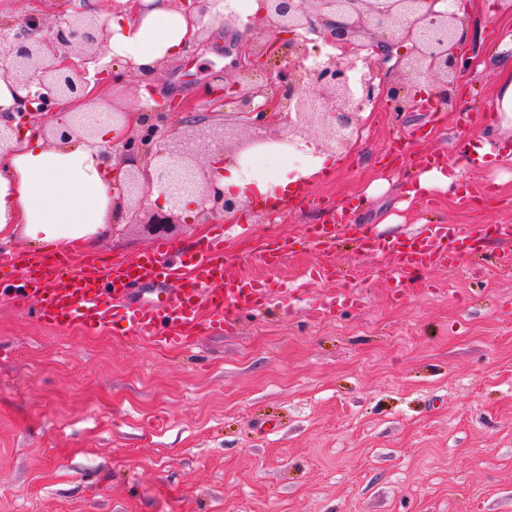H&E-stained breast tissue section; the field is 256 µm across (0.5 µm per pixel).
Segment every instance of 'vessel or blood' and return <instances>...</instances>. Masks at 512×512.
<instances>
[{"label": "vessel or blood", "instance_id": "vessel-or-blood-1", "mask_svg": "<svg viewBox=\"0 0 512 512\" xmlns=\"http://www.w3.org/2000/svg\"><path fill=\"white\" fill-rule=\"evenodd\" d=\"M346 232L343 224L307 225L309 243L323 255L312 271L314 279L335 277V265L324 252ZM473 238V230L457 224H418L393 236L368 229L358 239V253L392 260V280L398 283L412 272L455 265L462 246ZM0 262L20 267L21 285L10 294L34 303L45 323L91 332L137 330L164 349L223 331L239 313L257 311L272 300L269 284L227 274L220 224L196 250L161 241L126 265L105 267L89 257L75 269L67 255L35 252L5 253ZM171 283L176 286L172 293L166 290Z\"/></svg>", "mask_w": 512, "mask_h": 512}]
</instances>
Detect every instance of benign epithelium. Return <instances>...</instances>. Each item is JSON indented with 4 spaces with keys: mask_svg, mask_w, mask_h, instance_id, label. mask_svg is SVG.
<instances>
[{
    "mask_svg": "<svg viewBox=\"0 0 512 512\" xmlns=\"http://www.w3.org/2000/svg\"><path fill=\"white\" fill-rule=\"evenodd\" d=\"M266 2L268 28L314 35L340 53L307 68L289 60L278 40L247 43L234 63L238 103L234 128L245 137L217 151L205 137L192 148L174 142L173 117L180 116L185 127H195L203 121L201 114L182 100L160 103L154 85L140 78L143 91L138 93L136 128L123 137L118 154L109 149L101 154L104 168L113 174V208L124 223L145 224L154 234L164 235L171 226L185 223L183 211L190 198L196 203V223H223L229 215L244 211V203L217 186L211 164L237 160L260 145L292 143L303 138L304 128L312 123L323 127L320 149L335 152L353 136L364 103L385 99L393 112L423 105L418 97H407L401 85L374 83L375 73L401 70L407 81L431 88V99L445 104L451 79L469 68V58L459 51L462 19L455 11L425 7L430 0ZM221 3L193 0L197 31L188 54L207 41L206 17L219 12ZM370 27L380 32V38L365 44L360 36ZM111 36L107 21L82 14L50 25L40 14L30 12L19 21L0 24L3 69L26 90L16 111L0 124L1 153L11 151L21 135L36 126L46 136L93 135L100 114L65 112L60 103L82 102L92 79L103 87L140 73L130 61L122 70L97 67L89 71L88 64L97 63ZM63 45L76 48L80 62L59 57L58 47ZM264 56L287 59L276 74L279 93L275 96L252 79L254 58ZM360 68L364 72L357 79L354 74ZM224 91L223 73H213L204 85L205 96L221 107ZM201 153L211 157L209 165L197 162L196 155ZM155 188L161 196L158 204L150 202Z\"/></svg>",
    "mask_w": 512,
    "mask_h": 512,
    "instance_id": "1",
    "label": "benign epithelium"
}]
</instances>
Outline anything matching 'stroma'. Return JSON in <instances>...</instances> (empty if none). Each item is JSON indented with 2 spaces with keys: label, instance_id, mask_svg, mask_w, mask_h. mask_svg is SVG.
<instances>
[{
  "label": "stroma",
  "instance_id": "1",
  "mask_svg": "<svg viewBox=\"0 0 512 512\" xmlns=\"http://www.w3.org/2000/svg\"><path fill=\"white\" fill-rule=\"evenodd\" d=\"M461 13L476 61L512 55V0H462ZM210 29L206 51L154 76L163 99L198 98L208 74L232 73L225 46L250 38L289 43L307 67L325 56L259 22L243 34L217 17ZM496 84L474 69L434 109L372 103L363 138L305 187L301 206L276 218L251 202L247 224H225L232 272L300 287L320 260L305 226L339 216L388 235L430 220L512 224V163L474 170L458 153L502 124ZM427 126L433 136L413 141ZM419 155L455 162L480 193L465 204L441 190L410 197ZM274 235L291 252L272 270L263 249ZM157 240L133 224L92 254L122 262ZM477 249L480 265L465 253L457 269L396 290L391 261L342 247L333 259L346 280L174 351L47 327L30 303L0 298V512H512V266L493 239ZM342 287L358 304L315 315V299Z\"/></svg>",
  "mask_w": 512,
  "mask_h": 512
}]
</instances>
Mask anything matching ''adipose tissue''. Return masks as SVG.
<instances>
[{"instance_id": "adipose-tissue-1", "label": "adipose tissue", "mask_w": 512, "mask_h": 512, "mask_svg": "<svg viewBox=\"0 0 512 512\" xmlns=\"http://www.w3.org/2000/svg\"><path fill=\"white\" fill-rule=\"evenodd\" d=\"M132 16L110 0H85L87 13L108 19L112 39L108 58L133 61L152 73L159 61L178 57L196 28L171 0H142ZM101 121L96 137L73 135L47 140L26 132L13 151L0 155V238L21 237L31 245L70 250L95 248L112 229V182L100 162V144L111 136ZM326 156L310 155L306 164L270 172L226 165L216 179L226 194L288 198L324 170Z\"/></svg>"}]
</instances>
